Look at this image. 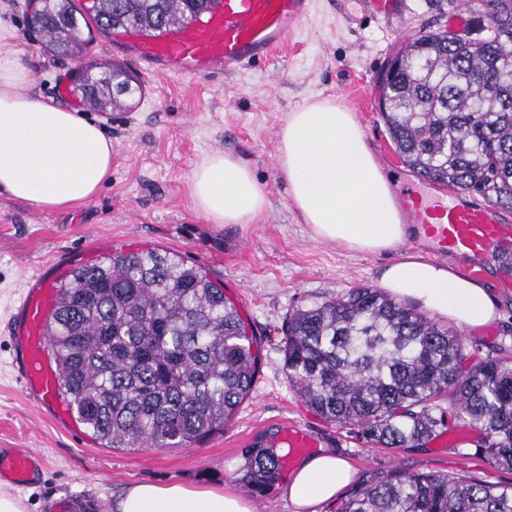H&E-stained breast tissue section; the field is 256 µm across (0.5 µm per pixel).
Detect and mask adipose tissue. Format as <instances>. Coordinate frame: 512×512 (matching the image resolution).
Listing matches in <instances>:
<instances>
[{"label": "adipose tissue", "instance_id": "ef3b65f1", "mask_svg": "<svg viewBox=\"0 0 512 512\" xmlns=\"http://www.w3.org/2000/svg\"><path fill=\"white\" fill-rule=\"evenodd\" d=\"M25 52L0 53V194L41 210L91 202L112 176V140L76 110L26 94ZM278 168L314 240L355 253L400 250L379 282L401 299L458 325L479 329L498 316L482 282L452 265L402 252L409 228L390 180L365 141L353 112L327 98L290 112L279 132ZM190 200L214 224H249L269 207L249 165L231 153L205 156L194 168ZM355 480L330 449L297 465L282 488L296 512H319ZM112 512H255L229 488L141 481L113 500Z\"/></svg>", "mask_w": 512, "mask_h": 512}]
</instances>
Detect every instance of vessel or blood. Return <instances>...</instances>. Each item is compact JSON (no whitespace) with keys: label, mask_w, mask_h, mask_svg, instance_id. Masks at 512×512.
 <instances>
[{"label":"vessel or blood","mask_w":512,"mask_h":512,"mask_svg":"<svg viewBox=\"0 0 512 512\" xmlns=\"http://www.w3.org/2000/svg\"><path fill=\"white\" fill-rule=\"evenodd\" d=\"M361 11L390 21L404 18L407 0H358ZM310 0H212L197 19L146 37L130 29L112 39L114 51L132 55L146 71L181 74L232 73L273 57L301 25ZM406 223L417 225L413 245L433 254L458 253L482 264L512 245V213L492 201L454 188L434 186L417 176L396 196ZM63 266L40 275L21 298L11 326L18 342L17 378L40 403L68 415L59 402L60 379L45 333L55 308L56 280ZM285 466L311 452L316 443L301 426H283ZM45 461L29 448H0V483L26 487L39 482Z\"/></svg>","instance_id":"vessel-or-blood-1"}]
</instances>
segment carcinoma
Here are the masks:
<instances>
[{"mask_svg": "<svg viewBox=\"0 0 512 512\" xmlns=\"http://www.w3.org/2000/svg\"><path fill=\"white\" fill-rule=\"evenodd\" d=\"M209 0H40L28 28L61 57L92 39L137 27L147 35L196 17ZM486 36L429 30L409 41L383 88L382 118L402 163L440 185L512 212V0H467ZM100 110L142 92L120 64L72 77ZM46 335L60 395L107 448H189L224 430L258 371L257 341L238 306L196 265L167 251L114 250L60 285ZM283 369L313 412L357 440L417 448L447 426L432 414L446 397L479 434L487 461L512 468V364H468L463 338L382 291L360 286L292 310ZM284 455L249 450L240 481L259 485ZM339 512H512V490L447 474L394 470L355 490Z\"/></svg>", "mask_w": 512, "mask_h": 512, "instance_id": "1", "label": "carcinoma"}]
</instances>
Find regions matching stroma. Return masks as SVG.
<instances>
[{
	"label": "stroma",
	"mask_w": 512,
	"mask_h": 512,
	"mask_svg": "<svg viewBox=\"0 0 512 512\" xmlns=\"http://www.w3.org/2000/svg\"><path fill=\"white\" fill-rule=\"evenodd\" d=\"M458 7V0H409L403 21L392 23L366 15L355 0H312L276 58L221 80L144 72V91L132 108L105 113L72 94L75 61L53 57L29 33L26 0H0V30L26 51L29 93L78 109L112 140V178L89 204L43 211L0 195V448H34L45 460L42 482L15 491L26 512H55L60 501L66 512H109L127 485L142 480L238 486L247 449L278 440L289 422L336 450L360 482L401 469L512 487V470L490 465L477 432L457 421L420 448L352 439L306 407L282 362L289 311L358 286L378 287L380 269L394 256L351 253L312 238L277 167L279 130L289 112L318 97L336 98L355 112L368 146L393 185L402 186L411 172L378 110L377 74L420 31L447 28ZM213 152L249 162L270 201L256 222L214 224L193 208L192 171ZM114 248H156L201 265L247 320L260 346L259 371L222 433L190 448H108L85 425L34 404L16 383L10 323L27 282L55 262L95 263ZM449 261L459 274L483 282L501 312L488 328H461L467 353L476 362L512 359V277L494 264L472 269L464 256Z\"/></svg>",
	"instance_id": "stroma-1"
}]
</instances>
